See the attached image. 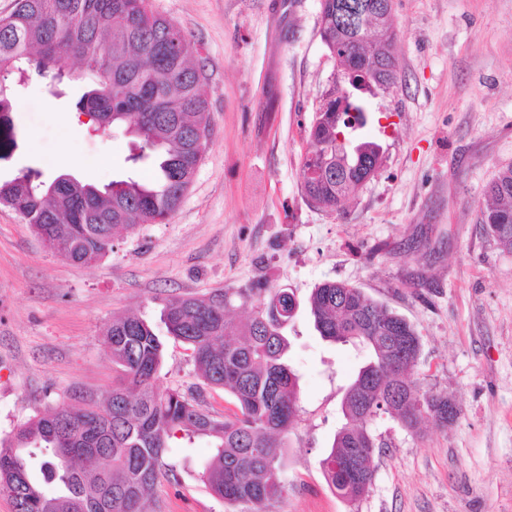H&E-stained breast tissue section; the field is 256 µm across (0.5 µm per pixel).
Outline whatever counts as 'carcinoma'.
<instances>
[{
    "label": "carcinoma",
    "mask_w": 512,
    "mask_h": 512,
    "mask_svg": "<svg viewBox=\"0 0 512 512\" xmlns=\"http://www.w3.org/2000/svg\"><path fill=\"white\" fill-rule=\"evenodd\" d=\"M357 23L360 38L336 18V0H322L321 37L340 71L323 95L308 131L302 160L303 189L312 203L339 211L378 172L383 149L349 137V125L368 123L365 94L395 85L392 11ZM70 59L77 75L65 71ZM51 85L64 76L86 81L75 102L92 123L123 127L134 137L131 160L148 161L153 182L129 178L100 189L79 179L51 181L34 168L0 181V200L32 225L41 241L80 263L112 251V236L136 224H162L179 207L202 160L209 104L200 68L185 34L155 14L148 0H16L0 17V159L12 149L13 88L26 74ZM342 109L336 110V99ZM483 224L499 247L512 253V165L488 187ZM294 294L257 283L207 297L168 301L163 322L188 346L203 384L233 397L235 411L218 417L193 393L155 385L164 345L135 315L112 320L105 341L123 373L101 403L71 412L35 416L0 441V494L14 512H151L159 478L179 484L164 454L176 440L209 439L212 452L200 479L227 503L271 512L288 492L282 473L285 437L298 417L299 376L286 362L282 330L293 318ZM251 304L245 321L229 312ZM323 338L370 353L344 389L345 423L320 461L328 486L354 504L370 489L376 449L366 447L368 424L388 415L407 429L423 416L448 424V396L422 390L413 377L420 338L402 316L344 282L328 281L309 300Z\"/></svg>",
    "instance_id": "carcinoma-1"
}]
</instances>
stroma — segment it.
Returning <instances> with one entry per match:
<instances>
[{
	"mask_svg": "<svg viewBox=\"0 0 512 512\" xmlns=\"http://www.w3.org/2000/svg\"><path fill=\"white\" fill-rule=\"evenodd\" d=\"M321 0H150L182 28L204 71L210 132L179 209L121 231L107 257L79 265L48 250L0 207V438L61 405L95 400L119 379L103 343L133 314L164 337L160 388L199 386L168 337V299L254 281L293 291L284 330L300 415L286 439L288 492L273 512H512V253L481 222L487 189L512 165V0H393L400 80L371 99L363 130L383 165L341 212L301 188L307 132L338 63L319 34ZM17 147L0 179L31 167L99 186L152 177L124 129L95 130L71 95L17 86ZM350 283L406 318L420 337L414 377L459 415L409 430L389 417L375 478L356 505L328 487L320 460L343 422L340 402L366 355L319 336L308 299ZM207 439L168 449L179 484L159 480L154 512H250L199 478Z\"/></svg>",
	"mask_w": 512,
	"mask_h": 512,
	"instance_id": "35a3bbf8",
	"label": "stroma"
}]
</instances>
